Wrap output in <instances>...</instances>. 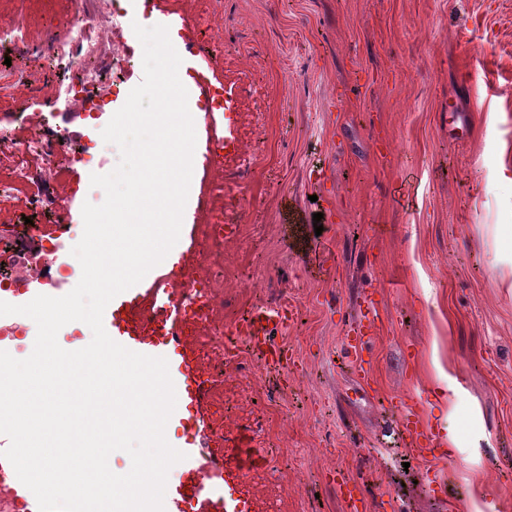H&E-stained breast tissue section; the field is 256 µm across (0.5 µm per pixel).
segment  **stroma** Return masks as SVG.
Listing matches in <instances>:
<instances>
[{"instance_id":"stroma-1","label":"stroma","mask_w":512,"mask_h":512,"mask_svg":"<svg viewBox=\"0 0 512 512\" xmlns=\"http://www.w3.org/2000/svg\"><path fill=\"white\" fill-rule=\"evenodd\" d=\"M212 7L224 125L250 163L233 187L245 233L224 238V340L253 308L286 303L296 319L274 339L296 364L260 369L238 344L223 444L206 436L203 397L178 401L167 441L220 461L241 439L273 449L227 488L262 512H342L339 470L369 512H512V257L494 246L512 225V0ZM371 291L362 377L343 340ZM451 377L466 394L453 417ZM402 401L438 437L458 424V448L416 452Z\"/></svg>"}]
</instances>
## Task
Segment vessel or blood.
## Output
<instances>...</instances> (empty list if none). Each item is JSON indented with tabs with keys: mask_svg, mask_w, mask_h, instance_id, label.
<instances>
[{
	"mask_svg": "<svg viewBox=\"0 0 512 512\" xmlns=\"http://www.w3.org/2000/svg\"><path fill=\"white\" fill-rule=\"evenodd\" d=\"M125 303L121 298H113L103 314V325L108 335L126 348L149 356H161L162 351L156 342L146 336L142 329L130 325L125 316ZM294 313L288 305L274 307L260 306L236 327L237 335L246 337L248 342L271 365L283 367L291 363L293 355L287 347L272 342L273 329L290 324ZM378 322V301L375 294H367L362 303V312L356 325L346 336V351L352 356L358 373H365L366 361L364 351L369 346ZM169 374L177 395L190 391L188 380L191 376L190 360L181 357L170 363ZM399 425L411 444L417 447L425 457L434 459L439 455V448L431 434L427 433L419 414L408 405H401L398 417ZM336 486L344 512H364L365 503L361 488L346 473L336 472Z\"/></svg>",
	"mask_w": 512,
	"mask_h": 512,
	"instance_id": "vessel-or-blood-1",
	"label": "vessel or blood"
}]
</instances>
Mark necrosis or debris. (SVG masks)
Here are the masks:
<instances>
[{"label": "necrosis or debris", "mask_w": 512, "mask_h": 512, "mask_svg": "<svg viewBox=\"0 0 512 512\" xmlns=\"http://www.w3.org/2000/svg\"><path fill=\"white\" fill-rule=\"evenodd\" d=\"M125 0H76L64 23L34 24L27 9L0 16V51L39 61L38 74L12 72L10 109L0 113V294L21 299L27 289L53 288L81 275L77 259L56 263L60 242L71 236L68 205L76 197V177L87 167L84 136L58 126V111L88 128H104L103 117L115 96L124 94L142 63L141 43H129ZM179 37L201 56L192 79L199 89L197 147L204 175L198 206L205 218L195 225L180 276L159 280L171 306L163 313L151 297L132 312L149 336L177 334L191 356L192 374L210 390L223 378L224 226L231 209L225 185L216 179L224 168V83L216 59L221 42L201 41L204 32L223 26L205 0L183 11ZM55 83L43 96L40 79ZM31 223H23V216Z\"/></svg>", "instance_id": "4bbe7bcc"}]
</instances>
